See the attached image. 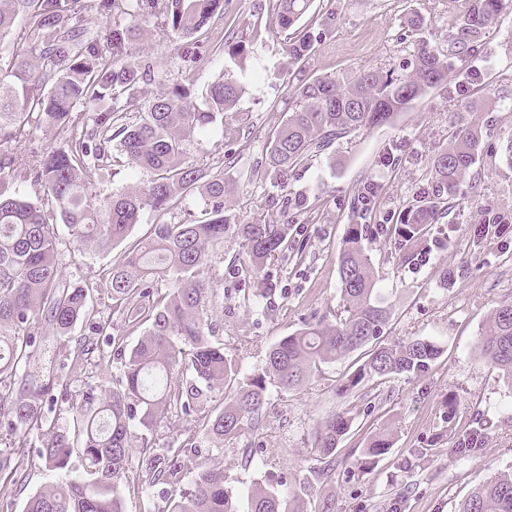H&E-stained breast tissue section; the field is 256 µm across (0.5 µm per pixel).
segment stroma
I'll return each instance as SVG.
<instances>
[{"label": "stroma", "instance_id": "1", "mask_svg": "<svg viewBox=\"0 0 512 512\" xmlns=\"http://www.w3.org/2000/svg\"><path fill=\"white\" fill-rule=\"evenodd\" d=\"M276 0H229L224 38L252 37V53L242 73L247 92L241 99L233 136L213 125L191 142L186 164L207 172L223 171L230 196L224 210L230 221L289 223L306 245L303 256H279L271 267L276 288L261 311L244 307L243 293L255 280L243 278L248 257L240 243L210 250L207 277L214 296L206 316L244 372H260L268 348L305 323L335 322L343 310L337 274L338 254L351 225L366 227L363 245L378 285L393 315L384 329L398 340L428 337L443 353L430 370L382 382L371 380L347 394L337 392L351 360L325 366L308 384L282 390L270 387L272 405L255 430L219 443L199 431L195 415L176 414L157 424L153 442L185 448L188 457L226 470L227 486L239 490L258 479L277 481L299 475L312 497L336 494V512H455L460 500L490 475L512 468V388L498 369L473 350V342L493 309L512 301V0L496 22L453 61L448 78L415 101L392 122L351 132L329 149L299 164L279 189L260 180L268 139L287 112L299 106L295 91L316 77H354L366 70L402 75L411 70L422 43L447 47L458 26L464 0H314L302 26L316 36L308 61L289 66L285 34ZM423 19L413 27V16ZM136 52L150 63L151 93L181 84L200 96L229 61L214 49L177 50L159 38L152 24L142 26ZM477 122L482 148L476 163L427 225L425 260L402 258L393 233L416 201L431 197L432 159L450 134ZM150 172L127 166L89 174L94 201L150 181ZM125 250L103 252L93 245L75 249L62 242L57 262L68 280L92 289L91 315L72 331V339L94 337L98 324L110 323L132 347L138 333L124 331L122 318L107 297L104 274ZM40 346L26 371L48 382L66 379V401L44 405L49 424L67 428L70 407L83 393L115 385L121 360L109 365H77L59 349L53 331L36 324ZM456 399V424L466 429L489 422L481 453L457 462L448 443V401ZM348 413L350 432L336 451L334 480L319 472L311 447L317 423ZM394 433L391 454L368 473L347 467L376 429ZM260 453L262 467L246 461ZM54 472L32 468L16 480L0 478V512H22L26 498L54 481Z\"/></svg>", "mask_w": 512, "mask_h": 512}]
</instances>
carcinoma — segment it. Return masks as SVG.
Instances as JSON below:
<instances>
[{
    "mask_svg": "<svg viewBox=\"0 0 512 512\" xmlns=\"http://www.w3.org/2000/svg\"><path fill=\"white\" fill-rule=\"evenodd\" d=\"M277 20L283 31L302 21L312 0H277ZM505 0H467L462 23L450 35V47L460 53L502 11ZM110 25L105 37L90 30V9ZM158 17V36L185 45L202 42L224 20V0H0V47L8 49L6 69L0 68V183L38 187L36 199L0 192V427L14 435L7 452L0 450V475L19 471L28 459L27 438L43 434L42 402L53 386L38 384L22 372L35 354L32 324L52 328L56 341L72 342V329L87 317L90 289L73 283L56 262L62 237L101 250L125 241L147 210L165 215L193 193L206 202L200 221L160 223L150 236L133 242L107 272L112 308L125 325L144 328L124 358L117 386L98 395L83 393L72 408L69 428L55 431L42 443L31 466L59 474L30 495L23 512H123L122 489L133 467L149 483L176 486L166 512H241L238 498L225 485L224 469L181 460L182 448H157L142 438V460L133 464L132 428L149 431L171 412L194 413L199 426L219 442L237 438L259 422L270 400L268 380L288 389L321 375L323 367L368 348L365 360L340 380L348 392L365 379L386 380L427 372L442 353L433 340L411 336L390 342L383 336L392 310L365 253L364 228L350 227L338 258L343 316L334 323H308L281 337L266 353L260 373L244 374L238 362L212 341L213 327L203 304L211 289L204 273L207 249L239 240L246 250L244 272L273 289L268 261L289 251L302 254L287 224H231L224 217L227 184L224 171L207 175L187 166L184 155L194 135L224 120L246 92L245 84L222 71L208 86L203 103L175 85L144 98L139 85L150 73L133 53L140 27L126 19ZM315 36L297 35L286 45L288 58L299 63L314 50ZM250 41L223 44L231 61L241 63ZM452 54L425 45L405 77L370 70L339 82L316 78L298 90L299 108L285 115L267 146L260 178L285 188L289 173L313 152L335 140L378 125L409 108L411 103L445 81ZM138 119L127 121L130 111ZM48 127L62 136L65 147L33 151L24 164L16 153L32 140L34 131ZM481 131L472 123L452 132L448 147L432 159V200L410 209L407 222L394 225L405 260H418L425 226L436 221L441 200L454 193L475 164ZM117 152L135 169L155 175L149 184L96 203L89 194L91 171L114 165ZM168 282L164 295L157 283ZM474 351L502 372L512 386V301L499 304L481 328ZM76 360L107 351L91 338L75 343ZM192 374L185 385L173 381L180 370ZM219 387L224 401L209 408L204 390ZM456 402L448 398V440L458 460L482 450L484 428H454ZM351 421L335 414L317 425L312 448L323 460V474L335 471L333 455ZM391 435L378 432L367 439L358 468L370 470L388 454ZM83 462V474L70 475L72 457ZM189 474L181 488L183 474ZM242 496L247 512H336V491L311 503L305 481L267 484L253 482ZM456 512H512V471H502L462 500Z\"/></svg>",
    "mask_w": 512,
    "mask_h": 512,
    "instance_id": "obj_1",
    "label": "carcinoma"
}]
</instances>
